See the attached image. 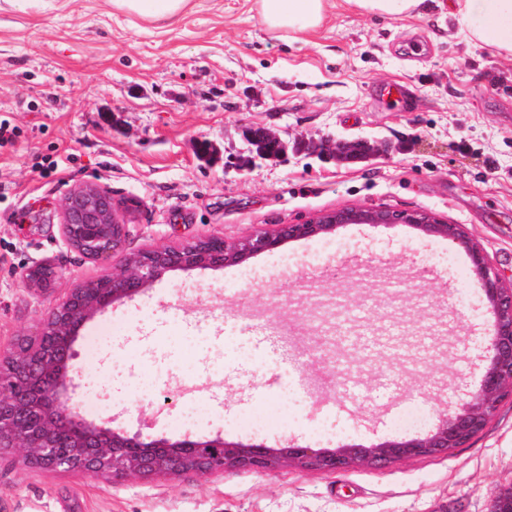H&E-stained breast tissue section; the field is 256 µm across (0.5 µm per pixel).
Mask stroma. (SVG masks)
Returning <instances> with one entry per match:
<instances>
[{
  "label": "stroma",
  "mask_w": 512,
  "mask_h": 512,
  "mask_svg": "<svg viewBox=\"0 0 512 512\" xmlns=\"http://www.w3.org/2000/svg\"><path fill=\"white\" fill-rule=\"evenodd\" d=\"M422 15L371 17L329 0L321 25L269 30L256 0H189L172 22L112 0H0V349L34 334L73 288L111 275L61 234V204L91 182L125 208L121 254L236 240L343 207L428 211L464 225L512 279V60ZM400 83L410 94L388 98ZM287 145L247 161V128ZM369 154L328 158L326 140ZM469 259L403 224H351L240 266L166 273L79 330L74 394L86 420L176 438L183 419L269 445L321 448L410 437L412 405L434 428L483 373L493 316ZM47 264L50 288L26 268ZM342 267L335 281L325 267ZM345 308L338 368L306 353L307 311ZM278 333L268 349L257 329ZM111 341L89 356V337ZM512 482V397L468 445L338 474L280 468L115 481L49 472L0 449V512H488Z\"/></svg>",
  "instance_id": "1"
}]
</instances>
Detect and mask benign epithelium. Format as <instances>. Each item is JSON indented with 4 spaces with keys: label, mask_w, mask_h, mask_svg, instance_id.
<instances>
[{
    "label": "benign epithelium",
    "mask_w": 512,
    "mask_h": 512,
    "mask_svg": "<svg viewBox=\"0 0 512 512\" xmlns=\"http://www.w3.org/2000/svg\"><path fill=\"white\" fill-rule=\"evenodd\" d=\"M249 145L263 156H277L286 144L269 131L250 130ZM65 242L86 258L108 259L125 235L112 194L94 184L70 190L62 204ZM349 224H407L424 236L441 238L463 250L469 272L483 288L494 317L486 337V366L478 389L458 409L439 416L436 427L412 438L387 439L369 446L343 445L339 450L287 442L277 446L245 443L218 433L154 438L140 431L96 424L82 418L73 403L71 375L82 325L108 308L133 299L174 270L237 266L290 242L332 235ZM323 360L341 356L337 339L316 336ZM512 395V284L507 286L487 255L461 224H450L427 211L339 208L301 224H280L247 238L227 241L209 236L182 247H165L124 259L112 276L88 280L73 289L40 321L35 335L20 338L0 351V448L17 449L24 461L59 473L105 475L114 480L185 472L226 473L236 469L267 471L298 465L336 473L357 466L384 467L412 456L447 453L466 446ZM488 512H512V483L501 488Z\"/></svg>",
    "instance_id": "obj_1"
}]
</instances>
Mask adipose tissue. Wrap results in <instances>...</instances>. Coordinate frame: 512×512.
<instances>
[{
  "label": "adipose tissue",
  "mask_w": 512,
  "mask_h": 512,
  "mask_svg": "<svg viewBox=\"0 0 512 512\" xmlns=\"http://www.w3.org/2000/svg\"><path fill=\"white\" fill-rule=\"evenodd\" d=\"M327 2L258 0L259 15L269 28L303 34L321 25ZM448 14L463 22L467 40L512 57V0H448Z\"/></svg>",
  "instance_id": "ef3b65f1"
}]
</instances>
